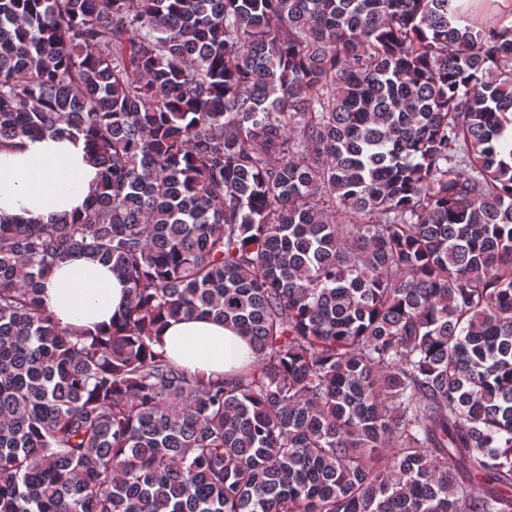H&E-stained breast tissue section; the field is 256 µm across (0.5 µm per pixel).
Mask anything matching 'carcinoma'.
<instances>
[{
	"label": "carcinoma",
	"mask_w": 512,
	"mask_h": 512,
	"mask_svg": "<svg viewBox=\"0 0 512 512\" xmlns=\"http://www.w3.org/2000/svg\"><path fill=\"white\" fill-rule=\"evenodd\" d=\"M85 211L0 223V512H512V25L451 0H0V139ZM112 269L60 325L58 264ZM250 344L156 350L167 319ZM83 136L0 140V220L45 224L85 208L98 181ZM42 288L44 305L62 326L108 325L128 300L125 284L109 268L85 260L61 263ZM161 341L168 357L191 372L213 377L231 373L250 353L244 337L209 318L171 319Z\"/></svg>",
	"instance_id": "obj_1"
}]
</instances>
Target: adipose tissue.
<instances>
[{
  "label": "adipose tissue",
  "instance_id": "1",
  "mask_svg": "<svg viewBox=\"0 0 512 512\" xmlns=\"http://www.w3.org/2000/svg\"><path fill=\"white\" fill-rule=\"evenodd\" d=\"M97 181L82 136L0 140V221L43 224L82 211ZM41 299L61 325L92 329L111 323L127 293L109 268L75 260L43 280ZM161 341L168 357L213 377L231 373L250 353L244 337L209 318L169 320Z\"/></svg>",
  "mask_w": 512,
  "mask_h": 512
}]
</instances>
